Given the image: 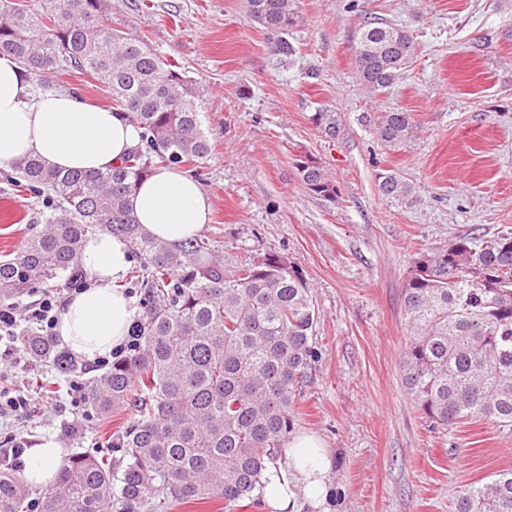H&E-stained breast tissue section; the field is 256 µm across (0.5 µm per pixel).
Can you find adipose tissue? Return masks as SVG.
Wrapping results in <instances>:
<instances>
[{"label": "adipose tissue", "mask_w": 512, "mask_h": 512, "mask_svg": "<svg viewBox=\"0 0 512 512\" xmlns=\"http://www.w3.org/2000/svg\"><path fill=\"white\" fill-rule=\"evenodd\" d=\"M140 145L129 119L90 104L66 91L34 93L23 66L0 54V167L24 156L38 157L60 171L103 172L119 165ZM128 206L148 235L177 244L201 234L210 222L211 202L201 186L174 166H160L130 196ZM129 242L99 232L83 244L81 267L90 279L72 293L56 331L62 343L87 362H95L122 344L131 328L134 299L122 282L131 265ZM62 448L54 437H41L29 449L22 472L32 486L54 484ZM330 460L319 438L291 439L287 456L269 475L267 503L287 512L296 492L315 504L327 500Z\"/></svg>", "instance_id": "1"}]
</instances>
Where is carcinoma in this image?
I'll list each match as a JSON object with an SVG mask.
<instances>
[{"instance_id":"carcinoma-1","label":"carcinoma","mask_w":512,"mask_h":512,"mask_svg":"<svg viewBox=\"0 0 512 512\" xmlns=\"http://www.w3.org/2000/svg\"><path fill=\"white\" fill-rule=\"evenodd\" d=\"M281 65L294 54L297 0H248ZM105 0H0V52L11 54L32 83L66 68L89 70L112 95V108L141 129L143 147L106 171L52 170L27 156L11 165L14 183L46 191L43 228L23 249L0 258V304L81 272L85 237L108 231L144 257L146 281L135 328L138 343L96 376L86 409L104 424L122 411L136 417L112 435L121 458L75 455L61 465L40 512H164L171 502L224 499L231 510L256 501L293 426L297 391L316 357L318 314L299 270L281 255L224 263L210 241L179 244L143 232L128 207L136 185L159 165L196 167L210 153L198 101L176 65L145 42L100 20ZM356 71L370 91L390 88L415 55L404 28L370 19L355 36ZM336 137L337 112L311 115ZM378 142L397 150L415 133L409 112H384ZM303 184L326 200L336 184L322 167L297 163ZM377 189L409 197L395 173ZM409 336L404 383L423 414L444 429L489 420L512 431V233L458 237L416 258L402 289ZM32 361L54 363L52 339L20 336ZM31 490L0 467V512H29ZM454 512H512V468L472 487Z\"/></svg>"}]
</instances>
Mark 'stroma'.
Instances as JSON below:
<instances>
[{
    "mask_svg": "<svg viewBox=\"0 0 512 512\" xmlns=\"http://www.w3.org/2000/svg\"><path fill=\"white\" fill-rule=\"evenodd\" d=\"M113 26L179 64L202 93L211 144L197 181L212 203L204 234L226 263L288 257L318 312L312 362L296 398L294 434L329 451L324 507L296 496L295 512H452L456 497L512 467V434L480 420L432 429L402 383L407 342L402 287L417 252L458 236L512 232V0H298L290 65L277 67L246 0H106ZM382 18L404 27L416 55L392 88L369 92L355 67L354 36ZM48 88L108 106L90 74L59 70ZM340 115L335 137L311 121ZM413 113L417 133L389 151L369 121ZM312 158L334 179L325 200L301 181ZM394 173L408 203L377 190ZM0 169V256L32 233L41 197ZM8 388L33 403L0 423V442L53 435L64 455L112 457L122 412L104 426L72 415L68 384L48 363L12 354Z\"/></svg>",
    "mask_w": 512,
    "mask_h": 512,
    "instance_id": "obj_1",
    "label": "stroma"
}]
</instances>
